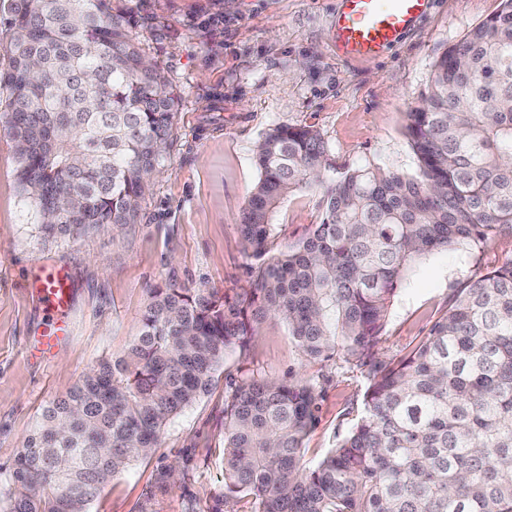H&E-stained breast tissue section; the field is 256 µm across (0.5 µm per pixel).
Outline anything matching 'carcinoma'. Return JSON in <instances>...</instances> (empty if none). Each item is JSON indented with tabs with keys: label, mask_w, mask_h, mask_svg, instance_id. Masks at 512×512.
Segmentation results:
<instances>
[{
	"label": "carcinoma",
	"mask_w": 512,
	"mask_h": 512,
	"mask_svg": "<svg viewBox=\"0 0 512 512\" xmlns=\"http://www.w3.org/2000/svg\"><path fill=\"white\" fill-rule=\"evenodd\" d=\"M0 16V121L45 239L135 224L167 157L178 95L112 0H10ZM406 134L418 175L338 167L321 134L278 125L240 218L252 286L154 288L126 353L49 403L0 512H89L209 393L224 357L271 315L310 364L367 367L363 411L303 461L315 385L247 378L224 401V484L257 512H512V260L459 289L407 356L366 360L423 258L512 231V0L436 58ZM321 193L320 222L272 256L283 199Z\"/></svg>",
	"instance_id": "1"
}]
</instances>
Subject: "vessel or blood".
I'll return each instance as SVG.
<instances>
[{"mask_svg":"<svg viewBox=\"0 0 512 512\" xmlns=\"http://www.w3.org/2000/svg\"><path fill=\"white\" fill-rule=\"evenodd\" d=\"M429 0H342L336 13V47L348 59L371 58L397 43L428 9ZM39 299L48 315L40 339L43 351L53 350L65 334L64 317L70 284L64 269L40 268L34 276Z\"/></svg>","mask_w":512,"mask_h":512,"instance_id":"b4317fda","label":"vessel or blood"}]
</instances>
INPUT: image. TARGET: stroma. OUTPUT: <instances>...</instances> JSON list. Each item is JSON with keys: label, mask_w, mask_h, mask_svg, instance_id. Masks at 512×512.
Returning a JSON list of instances; mask_svg holds the SVG:
<instances>
[{"label": "stroma", "mask_w": 512, "mask_h": 512, "mask_svg": "<svg viewBox=\"0 0 512 512\" xmlns=\"http://www.w3.org/2000/svg\"><path fill=\"white\" fill-rule=\"evenodd\" d=\"M132 34L179 94L165 167L140 204L137 223L66 242L42 238L16 186V154L0 131V493L34 422L106 358L122 356L139 331L152 289L242 294L252 260L239 219L259 177L255 144L280 124L310 126L337 165L417 170L406 136L432 65L449 45L497 13L501 0H430L427 13L380 57L336 51L340 0H121ZM321 196L305 190L275 212L273 249L297 244L318 223ZM512 260V233L424 259L397 290L378 355L398 360L428 334L469 280ZM69 273V333L51 356L37 341L46 311L34 268ZM299 375L320 392L305 441L316 465L360 416L367 380L333 358L308 363L285 321L259 324L243 352L227 355L214 390L167 424L156 448L111 480L90 512H257L251 495L224 485V399L242 379Z\"/></svg>", "instance_id": "obj_1"}]
</instances>
